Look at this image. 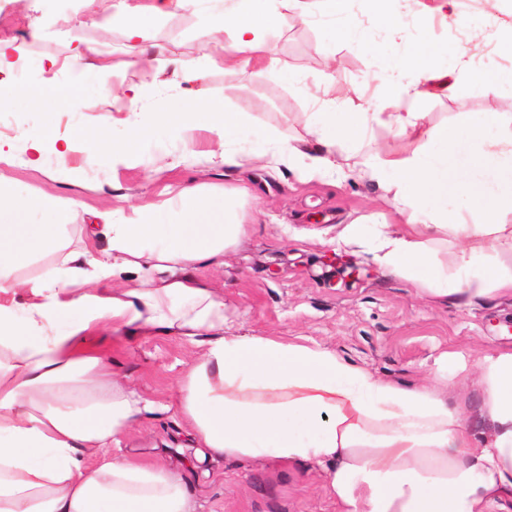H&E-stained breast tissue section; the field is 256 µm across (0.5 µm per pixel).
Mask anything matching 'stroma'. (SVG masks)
Returning <instances> with one entry per match:
<instances>
[{"instance_id": "stroma-1", "label": "stroma", "mask_w": 512, "mask_h": 512, "mask_svg": "<svg viewBox=\"0 0 512 512\" xmlns=\"http://www.w3.org/2000/svg\"><path fill=\"white\" fill-rule=\"evenodd\" d=\"M124 5V0H99L91 9L86 0H0V36L12 38L19 57L9 76L12 87L51 83L74 90L79 98L78 106L61 107L51 118L22 100L8 110L0 123V146L13 155L8 173L17 193L44 190L77 199L82 209L72 218L76 224L87 223L92 210H127L172 199L185 184L235 193V208L245 214L248 234L223 264L198 266L194 275L223 296L236 335L318 346L380 380L406 386L430 383L441 360L449 359L460 367L448 375L449 406L461 411L472 433L489 432L477 363L484 354L512 350V295L494 293L468 306L433 301L409 280L383 269L367 249L336 247L334 239L344 225L364 224L374 233L395 221L384 189L362 173L306 182L285 166L181 165V147L164 129L135 165L85 149L64 166L50 147L40 165L26 164L21 132L50 125L56 136L65 137L76 126L111 117L94 69L42 68L45 58L65 60L71 54L69 32L77 21L91 18L106 25L104 49L113 59L146 51L191 60L201 54L203 33L232 44L225 14H254L262 8L260 0H188L132 44L112 23ZM435 5L436 0H404L403 34L396 37L366 12L363 0H341L334 11L316 0L303 14L293 0H284L279 26L262 34L272 48L270 56L245 73L214 66L202 88L225 111L241 113L310 152L314 145L305 139V124L314 100H334L341 111L385 101L390 85L382 67L385 55L409 56L420 42L450 43L453 51L443 53L438 63L457 76L456 94L435 90L425 103L428 122L448 123L462 110L511 115L512 84L490 92L474 74L487 67L512 70V53L499 42L512 29V0H459L453 24L435 12ZM489 15L495 26L484 43L473 46L470 26ZM345 16L359 20L363 43L340 37L338 21ZM86 346L111 358L127 387L154 406L113 444L112 456L163 463L183 479L196 512H337L316 466L197 460L195 440L176 408L178 383L197 347L159 335L116 340L108 331L88 337Z\"/></svg>"}]
</instances>
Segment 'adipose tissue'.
<instances>
[{
  "instance_id": "obj_1",
  "label": "adipose tissue",
  "mask_w": 512,
  "mask_h": 512,
  "mask_svg": "<svg viewBox=\"0 0 512 512\" xmlns=\"http://www.w3.org/2000/svg\"><path fill=\"white\" fill-rule=\"evenodd\" d=\"M183 2L144 0L130 8L127 40L143 38L151 23ZM266 2L262 17H226L235 40L219 58L225 64L243 70L267 53L260 32L278 25L280 16L277 0ZM219 59L209 51L195 60L140 55L142 80L123 90L129 116L122 138L111 139L99 124L57 141L47 126L25 136L30 164H40L49 139L63 163L77 150L103 147L134 161L159 127L173 132L184 156L200 162L298 165L307 181L354 164L396 197L428 203L442 220L428 224L413 211L395 232L371 243L364 225L348 224L339 244L370 247L386 270L434 298L512 295V263L495 246L512 239V225L494 221L512 213V117L461 112L452 123L426 126L425 84L456 88L455 77L437 69L433 48L420 45L410 59L391 58V99L401 110L376 105L339 112L326 105L309 113L306 132L320 150L306 164L296 146L265 150L273 130L253 128L239 113L202 99L207 70ZM410 64L416 78L407 84L401 76ZM167 67L179 77L177 90L152 121H142L137 109ZM378 126L405 137L411 152L389 154L374 134ZM200 130L219 149H197ZM12 163L0 148V512H195L180 476L107 454L147 405L124 386L111 359L83 350L87 336L106 324L116 334L172 336L201 346L179 382L176 404L210 457L318 466L338 512H498L512 501V352L481 362L483 407L493 429L474 436L449 407L447 393L375 379L322 348L230 333L223 299L189 274L223 262L246 236L248 226L228 196L182 187L175 223L165 202L121 217L104 212L109 250L91 239L73 250L63 221L78 201L43 191L18 196L6 173ZM458 199L473 202L474 210H454ZM40 212L54 213L56 222L32 223ZM435 232L469 243L451 266L425 249V237ZM40 257L52 258V271L20 278Z\"/></svg>"
}]
</instances>
